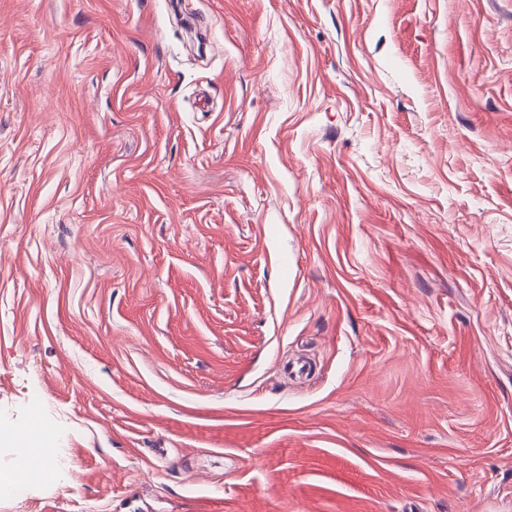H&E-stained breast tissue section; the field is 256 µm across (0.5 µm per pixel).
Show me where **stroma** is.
<instances>
[{
  "label": "stroma",
  "instance_id": "stroma-1",
  "mask_svg": "<svg viewBox=\"0 0 512 512\" xmlns=\"http://www.w3.org/2000/svg\"><path fill=\"white\" fill-rule=\"evenodd\" d=\"M0 512H512V0H0Z\"/></svg>",
  "mask_w": 512,
  "mask_h": 512
}]
</instances>
